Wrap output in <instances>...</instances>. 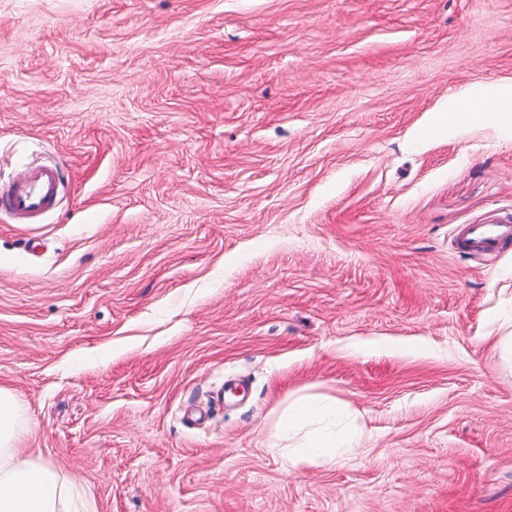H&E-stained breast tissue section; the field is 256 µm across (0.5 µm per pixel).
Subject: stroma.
I'll return each mask as SVG.
<instances>
[{
	"mask_svg": "<svg viewBox=\"0 0 512 512\" xmlns=\"http://www.w3.org/2000/svg\"><path fill=\"white\" fill-rule=\"evenodd\" d=\"M512 0H0V386L95 512H512ZM296 392L365 453L291 470ZM487 105V108H486ZM491 124L512 131V82L483 84L449 98L422 134L452 136L474 126ZM60 184L56 166L29 165L0 193V207L25 223L56 208ZM512 243V222L467 224L454 236L455 247L463 254L492 252Z\"/></svg>",
	"mask_w": 512,
	"mask_h": 512,
	"instance_id": "obj_1",
	"label": "stroma"
}]
</instances>
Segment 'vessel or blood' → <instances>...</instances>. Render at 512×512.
<instances>
[{
	"instance_id": "b4317fda",
	"label": "vessel or blood",
	"mask_w": 512,
	"mask_h": 512,
	"mask_svg": "<svg viewBox=\"0 0 512 512\" xmlns=\"http://www.w3.org/2000/svg\"><path fill=\"white\" fill-rule=\"evenodd\" d=\"M60 184L57 167L27 166L0 193V207L9 210L17 221L24 223L35 219L56 208ZM509 243H512V222L468 224L454 236L456 248L467 255L491 252Z\"/></svg>"
}]
</instances>
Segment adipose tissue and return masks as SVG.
Returning a JSON list of instances; mask_svg holds the SVG:
<instances>
[{
	"label": "adipose tissue",
	"mask_w": 512,
	"mask_h": 512,
	"mask_svg": "<svg viewBox=\"0 0 512 512\" xmlns=\"http://www.w3.org/2000/svg\"><path fill=\"white\" fill-rule=\"evenodd\" d=\"M491 124L512 130V82L483 84L450 98L426 128L452 136ZM277 429L292 469L335 464L339 451L360 452L363 431L344 402L301 394L289 400ZM27 432L16 397L0 386V512H88L81 484L60 473L22 442Z\"/></svg>",
	"instance_id": "obj_1"
}]
</instances>
